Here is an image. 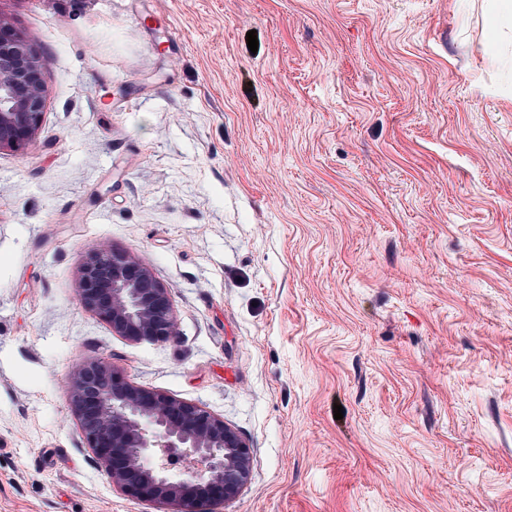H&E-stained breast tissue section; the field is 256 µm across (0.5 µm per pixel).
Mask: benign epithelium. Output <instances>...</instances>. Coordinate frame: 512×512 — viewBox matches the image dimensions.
Here are the masks:
<instances>
[{
    "label": "benign epithelium",
    "instance_id": "benign-epithelium-1",
    "mask_svg": "<svg viewBox=\"0 0 512 512\" xmlns=\"http://www.w3.org/2000/svg\"><path fill=\"white\" fill-rule=\"evenodd\" d=\"M47 93L38 50L0 16V150L35 141ZM79 304L134 342L179 336L171 294L146 263L92 250L79 271ZM70 408L112 485L135 497L198 512L237 498L251 472L249 445L204 407L133 384L108 359L81 363Z\"/></svg>",
    "mask_w": 512,
    "mask_h": 512
}]
</instances>
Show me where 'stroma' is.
Returning a JSON list of instances; mask_svg holds the SVG:
<instances>
[{
	"mask_svg": "<svg viewBox=\"0 0 512 512\" xmlns=\"http://www.w3.org/2000/svg\"><path fill=\"white\" fill-rule=\"evenodd\" d=\"M490 7L0 0L47 88L34 144L0 152V512H171L85 444L70 381L97 358L249 445L205 512H512V30L487 46ZM112 248L169 288L177 340L80 306Z\"/></svg>",
	"mask_w": 512,
	"mask_h": 512,
	"instance_id": "obj_1",
	"label": "stroma"
}]
</instances>
